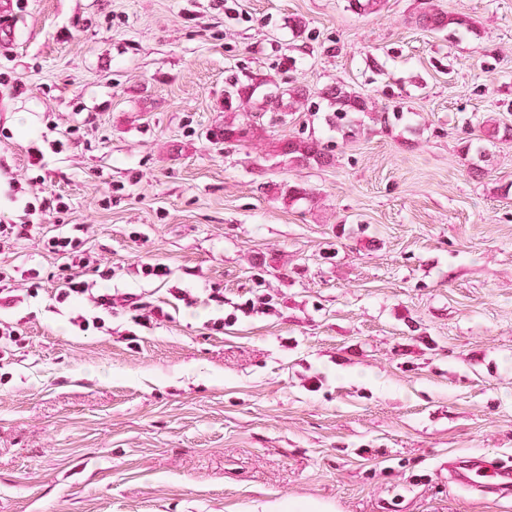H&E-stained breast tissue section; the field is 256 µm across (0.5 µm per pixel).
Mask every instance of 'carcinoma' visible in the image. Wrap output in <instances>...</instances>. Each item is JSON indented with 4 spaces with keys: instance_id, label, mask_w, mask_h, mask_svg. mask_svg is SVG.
<instances>
[{
    "instance_id": "carcinoma-1",
    "label": "carcinoma",
    "mask_w": 512,
    "mask_h": 512,
    "mask_svg": "<svg viewBox=\"0 0 512 512\" xmlns=\"http://www.w3.org/2000/svg\"><path fill=\"white\" fill-rule=\"evenodd\" d=\"M385 0H349V7L357 13L370 15L380 12ZM419 26L435 33H464L473 30L467 18L452 15L428 4L415 18ZM277 96L282 116L287 117L309 100L310 92L291 86L283 89L270 87L265 82L242 84L235 80L224 87V126L219 136L228 144L244 146L256 139L266 138L267 128L274 121L265 115L269 107L267 95ZM318 97L328 102L332 112L326 118L327 125L345 137H353L361 130L362 116H372L376 104L366 96L344 84L327 85L317 92ZM495 141L511 142L512 125L501 124L495 119L483 122L480 135L469 143L478 161H487L484 144ZM272 155L282 157L296 167H329L334 156L321 139L314 136L279 138L268 141ZM269 190L287 204L302 200H313L312 192L300 183H272Z\"/></svg>"
}]
</instances>
